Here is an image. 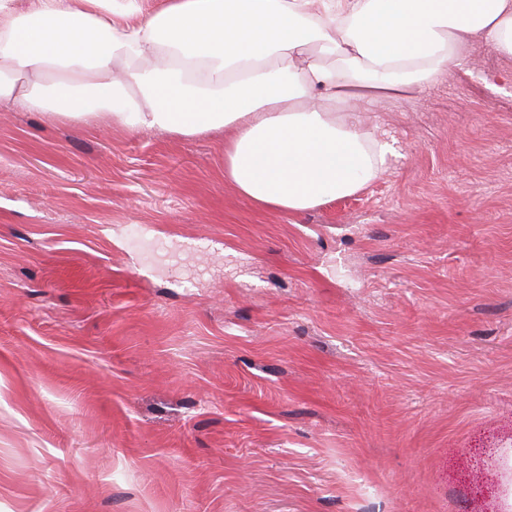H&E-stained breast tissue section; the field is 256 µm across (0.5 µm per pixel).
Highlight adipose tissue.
<instances>
[{
    "label": "adipose tissue",
    "mask_w": 512,
    "mask_h": 512,
    "mask_svg": "<svg viewBox=\"0 0 512 512\" xmlns=\"http://www.w3.org/2000/svg\"><path fill=\"white\" fill-rule=\"evenodd\" d=\"M477 39L512 58V0H0V109L227 132L225 178L296 214L377 178L391 145L367 105Z\"/></svg>",
    "instance_id": "adipose-tissue-1"
}]
</instances>
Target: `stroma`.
Returning <instances> with one entry per match:
<instances>
[{"mask_svg": "<svg viewBox=\"0 0 512 512\" xmlns=\"http://www.w3.org/2000/svg\"><path fill=\"white\" fill-rule=\"evenodd\" d=\"M288 214L224 134L0 111V512H503L512 58L367 107Z\"/></svg>", "mask_w": 512, "mask_h": 512, "instance_id": "obj_1", "label": "stroma"}]
</instances>
